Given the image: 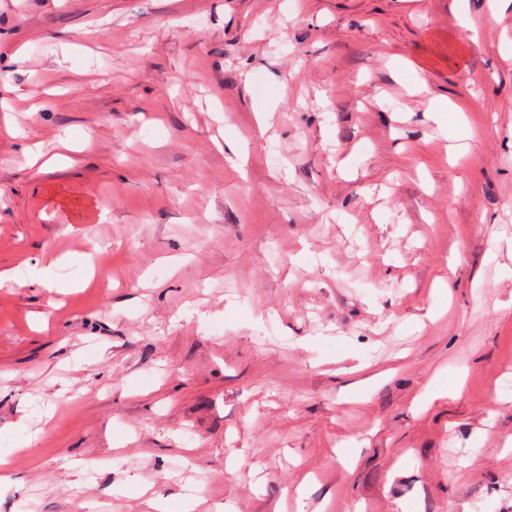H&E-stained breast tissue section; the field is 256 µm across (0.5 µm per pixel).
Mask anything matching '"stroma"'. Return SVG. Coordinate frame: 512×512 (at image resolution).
I'll use <instances>...</instances> for the list:
<instances>
[{"label":"stroma","mask_w":512,"mask_h":512,"mask_svg":"<svg viewBox=\"0 0 512 512\" xmlns=\"http://www.w3.org/2000/svg\"><path fill=\"white\" fill-rule=\"evenodd\" d=\"M1 102L0 512H512V0H0Z\"/></svg>","instance_id":"stroma-1"}]
</instances>
